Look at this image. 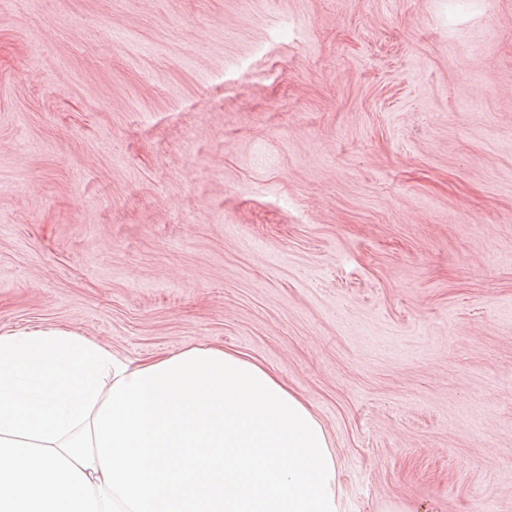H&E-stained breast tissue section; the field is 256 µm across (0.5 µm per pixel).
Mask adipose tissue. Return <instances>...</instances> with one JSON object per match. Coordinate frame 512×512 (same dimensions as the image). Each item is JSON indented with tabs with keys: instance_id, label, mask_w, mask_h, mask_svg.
<instances>
[{
	"instance_id": "ef3b65f1",
	"label": "adipose tissue",
	"mask_w": 512,
	"mask_h": 512,
	"mask_svg": "<svg viewBox=\"0 0 512 512\" xmlns=\"http://www.w3.org/2000/svg\"><path fill=\"white\" fill-rule=\"evenodd\" d=\"M0 512L343 510L324 426L264 364L38 327L0 333Z\"/></svg>"
}]
</instances>
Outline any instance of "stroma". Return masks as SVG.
I'll return each instance as SVG.
<instances>
[{
    "label": "stroma",
    "instance_id": "obj_1",
    "mask_svg": "<svg viewBox=\"0 0 512 512\" xmlns=\"http://www.w3.org/2000/svg\"><path fill=\"white\" fill-rule=\"evenodd\" d=\"M244 353L345 512H512V0H0V333Z\"/></svg>",
    "mask_w": 512,
    "mask_h": 512
}]
</instances>
